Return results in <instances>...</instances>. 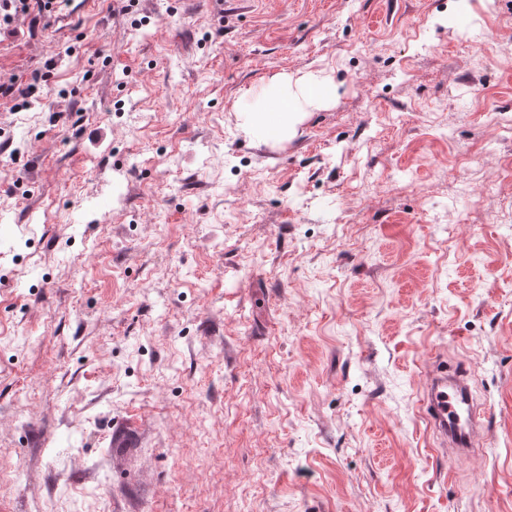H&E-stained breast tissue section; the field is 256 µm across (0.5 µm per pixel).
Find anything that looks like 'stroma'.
Listing matches in <instances>:
<instances>
[{
  "label": "stroma",
  "mask_w": 512,
  "mask_h": 512,
  "mask_svg": "<svg viewBox=\"0 0 512 512\" xmlns=\"http://www.w3.org/2000/svg\"><path fill=\"white\" fill-rule=\"evenodd\" d=\"M13 29L0 512H512V0H59ZM284 73L336 97L251 140ZM434 361L490 414L472 454L419 413Z\"/></svg>",
  "instance_id": "stroma-1"
}]
</instances>
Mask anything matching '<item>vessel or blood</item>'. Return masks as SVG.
<instances>
[{"instance_id":"b4317fda","label":"vessel or blood","mask_w":512,"mask_h":512,"mask_svg":"<svg viewBox=\"0 0 512 512\" xmlns=\"http://www.w3.org/2000/svg\"><path fill=\"white\" fill-rule=\"evenodd\" d=\"M452 382L461 393L456 400L448 397V385ZM467 391L463 375L452 378L447 371L435 368L428 373V385L420 400L428 428L452 451L474 448L476 438L484 429L483 414L472 400L467 399Z\"/></svg>"}]
</instances>
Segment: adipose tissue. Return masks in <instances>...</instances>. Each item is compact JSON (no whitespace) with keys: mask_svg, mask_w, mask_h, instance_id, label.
Here are the masks:
<instances>
[{"mask_svg":"<svg viewBox=\"0 0 512 512\" xmlns=\"http://www.w3.org/2000/svg\"><path fill=\"white\" fill-rule=\"evenodd\" d=\"M336 96L334 85L313 76L282 75L265 95L243 115V130L255 140L285 141L291 138L307 108Z\"/></svg>","mask_w":512,"mask_h":512,"instance_id":"1","label":"adipose tissue"}]
</instances>
